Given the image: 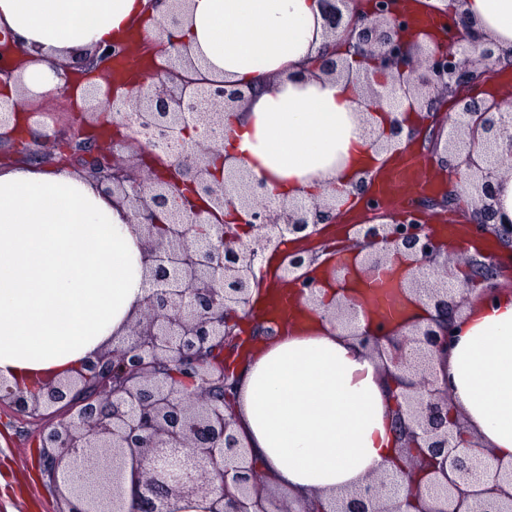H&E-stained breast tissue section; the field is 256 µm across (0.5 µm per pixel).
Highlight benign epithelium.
<instances>
[{
	"label": "benign epithelium",
	"instance_id": "benign-epithelium-1",
	"mask_svg": "<svg viewBox=\"0 0 512 512\" xmlns=\"http://www.w3.org/2000/svg\"><path fill=\"white\" fill-rule=\"evenodd\" d=\"M319 2L327 32L342 31L340 53L322 55L308 71L350 76V61L359 60L374 76L390 79L405 111L420 114L408 140L425 130L433 138L432 162L455 172L448 191L428 205L447 208L465 196L473 206L472 234L492 228L512 241V221L490 225L496 185L512 171V110L498 97L479 100L472 94L489 69L470 65V56L498 61L495 43L473 33L462 13L453 29L442 25L447 44L431 49L428 43L437 42L436 35L415 26L410 12L398 8L399 0H369L348 15L341 6L356 0ZM127 52V45L114 44L95 65L75 62L58 98L70 97L76 75L99 79ZM159 54L164 63L153 64L139 81L120 85L122 121L111 118L114 94L107 95L103 112L110 127L132 135L112 134L109 150L97 144L92 126L79 120L53 139L63 148L59 162L91 175L141 226L150 289L140 316L127 341L86 360L73 379L30 396L0 381V405L29 415L53 409L51 423L38 434V447L49 478L65 485V512H175L174 503L189 500L206 503V512H270L264 484L224 415L226 397L213 394L231 388L224 383V359L238 355L224 349L225 338L235 335V320L224 321V311L241 312L249 321L254 291L261 288L258 274L264 273L258 262L267 254L276 262L279 281L301 297H313L310 246L340 218L336 197L328 194L308 206L286 200L270 208L259 191L262 184L243 170L228 167L225 176L216 174L211 156L223 148L224 110L241 106L246 94L202 75L186 44L170 31L159 41ZM460 87L470 94L453 100L457 118L441 140L434 125L446 104L443 97ZM24 107L22 98L0 113V140H14V120ZM402 130L403 122H391L375 145L402 153L407 148ZM129 141L140 149L137 171L116 156ZM358 195L362 207L382 219L351 225L359 249L383 244L361 258L367 277L360 287L381 288L395 257L415 272L412 290L436 312L426 326L387 338L386 349L376 333L359 336L361 344L409 371L397 423L408 452L424 457L430 471L445 479L425 492L410 485L406 498L415 502L416 512H512V493L504 488L512 484V464L498 463L491 480L474 478L485 449L474 445L457 453L462 423L450 414L449 386H437L435 361L448 359L453 344L448 315L459 302L448 291L447 271L435 263L440 247L425 212L415 205L391 212L371 186L359 185ZM226 206L242 213L238 226L250 239L212 224ZM162 211L167 229L159 236L155 225ZM199 224L211 228L205 239L193 233ZM77 461L98 466L95 484L75 476ZM400 489L394 477L368 484L337 498L329 512H394L383 492Z\"/></svg>",
	"mask_w": 512,
	"mask_h": 512
}]
</instances>
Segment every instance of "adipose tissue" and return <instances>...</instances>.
<instances>
[{
  "label": "adipose tissue",
  "mask_w": 512,
  "mask_h": 512,
  "mask_svg": "<svg viewBox=\"0 0 512 512\" xmlns=\"http://www.w3.org/2000/svg\"><path fill=\"white\" fill-rule=\"evenodd\" d=\"M459 9L512 66V0H462ZM165 8L150 0H0V37L21 61L22 84L1 99L48 97L58 68L132 28L162 38ZM179 36L211 78L248 90L224 114L229 164L263 180L271 197L314 200L336 187L353 207L355 185L389 158L363 125L402 118L388 101L369 104L346 78L296 77L330 39L318 0H189ZM374 115H367L368 106ZM143 235L131 210L81 173L47 165L0 167V380L23 393L69 378L103 346L126 336L146 288ZM313 297L296 321L256 345L238 374L234 431L291 512L328 502L409 464L395 426L394 392L379 357L334 317L353 304L371 328L362 296L343 293L342 274L316 265ZM456 343L438 367L452 390L464 437L512 462V291L470 292L452 322Z\"/></svg>",
  "instance_id": "ef3b65f1"
}]
</instances>
